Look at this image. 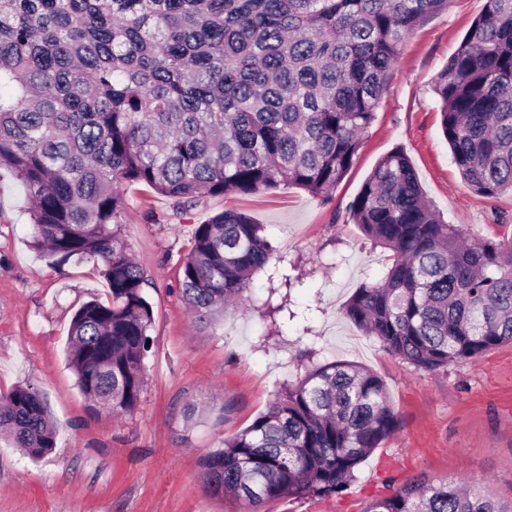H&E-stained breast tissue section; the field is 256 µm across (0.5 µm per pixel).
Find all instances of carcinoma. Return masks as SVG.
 <instances>
[{
  "label": "carcinoma",
  "mask_w": 512,
  "mask_h": 512,
  "mask_svg": "<svg viewBox=\"0 0 512 512\" xmlns=\"http://www.w3.org/2000/svg\"><path fill=\"white\" fill-rule=\"evenodd\" d=\"M448 0H0V167L30 203L54 265L102 266L107 300L75 312L68 367L86 400L139 406L153 311L121 232L126 190L188 204L203 194L299 187L330 199L352 168L402 45ZM435 93L470 189L512 193V0H486ZM389 251L343 314L421 372L512 343V237L471 240L427 201L401 149L348 204ZM274 253L262 224L226 209L196 225L179 297L206 328L235 310ZM400 426L381 377L312 365L202 462L211 495L246 512L347 490ZM0 432L38 459L56 444L40 391L0 397ZM365 512H512L457 479L415 478Z\"/></svg>",
  "instance_id": "obj_1"
}]
</instances>
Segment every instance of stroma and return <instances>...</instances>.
<instances>
[{"instance_id": "stroma-1", "label": "stroma", "mask_w": 512, "mask_h": 512, "mask_svg": "<svg viewBox=\"0 0 512 512\" xmlns=\"http://www.w3.org/2000/svg\"><path fill=\"white\" fill-rule=\"evenodd\" d=\"M484 8L485 0H450L406 39L331 201L291 186L205 195L180 208L150 191L128 192L122 232L150 279L154 322L141 402L127 416L91 413L66 366L75 308L108 293L99 266H55L39 256L21 185L0 169V394L34 385L58 427L55 450L39 460L0 441V512H242L208 492L203 456L245 429L310 363L339 360L382 378L399 430L360 465L343 495L270 501L261 512H365L372 498L420 474L466 479L512 503V343L474 362L420 372L341 313L356 288L386 270V250L353 224L347 205L394 149L410 158L447 223L476 240L512 234V195L486 199L467 186L434 92ZM227 207L265 225L276 250L254 275L243 310L203 332L178 296V275L195 226ZM288 275L294 287L285 286ZM281 304L298 314L283 332Z\"/></svg>"}]
</instances>
